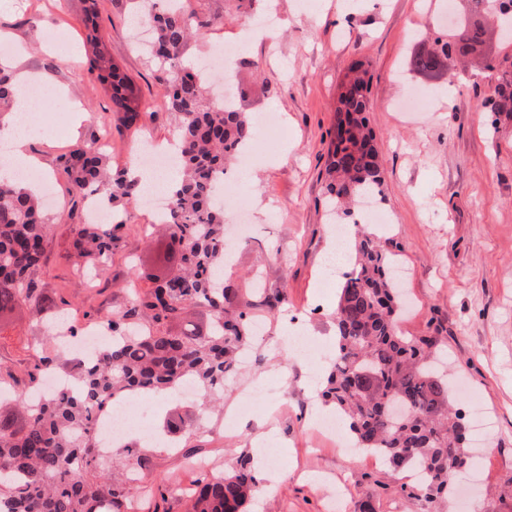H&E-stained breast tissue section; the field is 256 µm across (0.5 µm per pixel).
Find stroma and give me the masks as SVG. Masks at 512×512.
<instances>
[{
	"label": "stroma",
	"instance_id": "35a3bbf8",
	"mask_svg": "<svg viewBox=\"0 0 512 512\" xmlns=\"http://www.w3.org/2000/svg\"><path fill=\"white\" fill-rule=\"evenodd\" d=\"M301 2L255 0L251 14L232 20L224 0H205L214 22L206 39L185 48L186 62L194 64L213 44H239L250 61L238 67L239 81L253 82L259 71L267 79L255 85L248 112L272 109L282 118L277 148L268 150L265 135H258L264 158L256 178L236 186L245 223L231 216L226 224L231 261L224 278L240 288L263 331L243 368L226 379L223 410L194 411L193 440L177 439L172 448L141 443L146 461L139 467L123 449L113 452L116 477L132 469L140 477L121 512H184L181 498L156 490L161 483L200 479V472L186 468L184 451L209 458L219 472L258 448L277 450L281 463L265 474L272 493L254 498L249 512H329L321 486L336 480L345 489L346 512H358L372 495L381 512H421L419 502L405 500L403 472L387 463L362 466L335 440L311 434L316 422L335 412L311 380L328 366L335 342L340 276L323 264L334 244L324 168L340 82L356 60L370 77V118L386 187L382 237L403 269L406 307L399 329L436 337L434 351L446 358L463 393L458 408L472 397L495 419L493 453L473 459L476 483L462 495L450 491L429 510L512 512V121L495 120L482 109L492 93L487 72L459 69L448 77L412 69V58L430 48L427 26L447 11L448 0H313L307 9ZM86 6V0H0V29L10 32L11 44H25L24 70L51 78L36 126L50 119L60 129L58 137L45 135L30 145L64 199L47 212L51 231L41 278L77 311L116 312L143 289L140 266L155 263L162 232L150 227L140 208L116 200L110 209L124 226L105 272L91 282L69 269V227L83 220L84 211L65 198L60 159L93 141L108 120L112 145L103 155L111 169L122 170L144 134L174 139L179 118L161 104L156 66L133 46L129 0H99L96 47L81 23ZM266 12L275 18L276 35L254 37L252 19ZM97 48L131 79L142 113L136 126L121 124L108 92L87 75ZM398 71L405 83L394 82ZM279 294L287 296L288 309L267 318L263 300ZM299 328L314 340L312 354L292 350L290 338ZM47 334L42 322L27 319L1 330L0 366L24 379L47 348Z\"/></svg>",
	"mask_w": 512,
	"mask_h": 512
}]
</instances>
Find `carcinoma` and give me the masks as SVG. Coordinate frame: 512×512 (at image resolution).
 <instances>
[{"label":"carcinoma","mask_w":512,"mask_h":512,"mask_svg":"<svg viewBox=\"0 0 512 512\" xmlns=\"http://www.w3.org/2000/svg\"><path fill=\"white\" fill-rule=\"evenodd\" d=\"M183 10L162 8L150 0H131L145 11L154 41L148 57L159 67L165 85L163 105L179 115L181 157L177 183L170 191L171 219L164 258L180 254V265L162 274L143 275L146 288L117 312L86 311L112 342L97 360L70 361L64 375L78 386L70 394L43 396L36 404L18 393L0 402V512H117L128 493L95 452V420L109 399L127 393H165L191 379L212 404L223 399L224 380L236 370L240 353L251 342L248 313L239 306V290L224 277L207 272L224 267V208L212 202L224 181L226 165L255 136L250 113L238 90L233 102L214 106L204 93L206 81L184 60L192 39H203L213 19L202 11L203 0H185ZM448 63V44L432 40V49L417 55L413 66L434 72ZM87 74L110 87L113 111L131 125L139 118L129 78L102 56L88 62ZM14 102L13 72L0 63V112ZM372 111L366 70L353 65L341 81L335 130L325 169L331 214L341 220L360 203L384 197V179L370 126ZM490 111L512 120V58L504 57L497 72ZM61 175L71 197L87 192L107 202L122 197L135 203L141 182L125 173H109L95 143L69 154ZM124 221L70 225L74 250L67 261L74 268L105 270ZM51 225L38 197L18 180L0 183V327L12 324L23 309L48 320L70 303L48 293L39 276ZM395 253L381 236L363 227L349 242L351 271L339 288L334 321L336 346L322 397L349 421L359 447L376 451L396 469L417 466L422 482L408 497L426 503L448 490L451 476L467 465V424L448 396V381L431 361L432 337H408L398 329L401 288L388 271ZM209 314L207 329L175 323L189 311ZM59 345L45 351L27 371L38 382L59 367ZM189 413L176 407L163 429L185 436L192 432ZM259 482L250 457L231 471L202 479L186 495L187 512H248Z\"/></svg>","instance_id":"carcinoma-1"}]
</instances>
